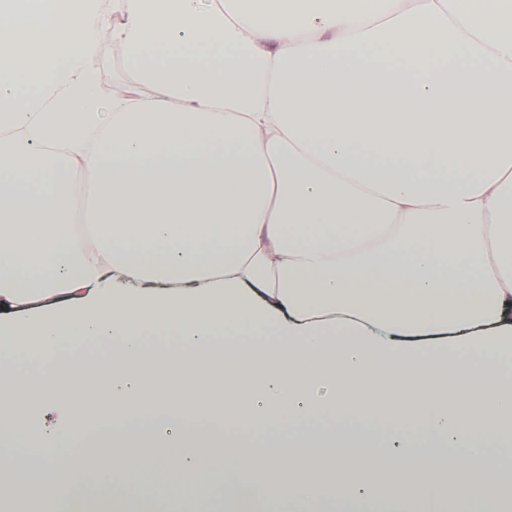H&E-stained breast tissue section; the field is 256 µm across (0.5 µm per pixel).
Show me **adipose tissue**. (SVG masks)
Instances as JSON below:
<instances>
[{
    "label": "adipose tissue",
    "instance_id": "obj_1",
    "mask_svg": "<svg viewBox=\"0 0 512 512\" xmlns=\"http://www.w3.org/2000/svg\"><path fill=\"white\" fill-rule=\"evenodd\" d=\"M104 27L140 96L100 98ZM511 84L512 0H0V380L33 360L63 383L87 338L110 364L0 393V436L38 445L0 449V501L61 512L99 424L117 502L144 466L126 445L158 441L184 512L227 464L230 512L268 485L358 503L381 451L386 512L445 476L441 512H512ZM214 351L232 378L182 384ZM283 421L275 452L244 448ZM22 388L33 403H38L46 395L59 390L58 386L44 382L34 376L32 372H22L9 381L0 384V390Z\"/></svg>",
    "mask_w": 512,
    "mask_h": 512
}]
</instances>
